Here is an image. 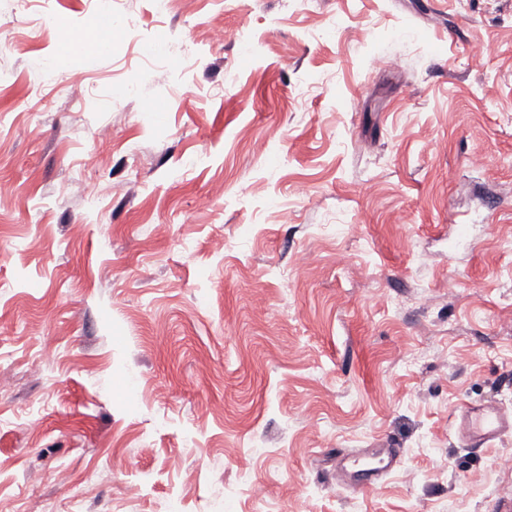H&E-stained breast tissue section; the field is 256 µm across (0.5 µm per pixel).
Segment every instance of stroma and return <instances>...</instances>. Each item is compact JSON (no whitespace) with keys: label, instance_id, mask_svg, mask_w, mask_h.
I'll use <instances>...</instances> for the list:
<instances>
[{"label":"stroma","instance_id":"35a3bbf8","mask_svg":"<svg viewBox=\"0 0 512 512\" xmlns=\"http://www.w3.org/2000/svg\"><path fill=\"white\" fill-rule=\"evenodd\" d=\"M1 179L11 512H512V0H0ZM458 434L473 446L482 444L512 429V413L500 406L463 408L456 415ZM373 461L366 468L357 471V475L349 482L353 487L377 486L383 475L391 471L400 456L397 448H373Z\"/></svg>","mask_w":512,"mask_h":512}]
</instances>
